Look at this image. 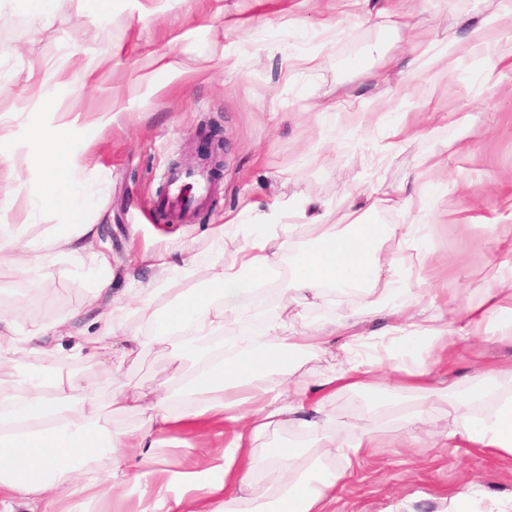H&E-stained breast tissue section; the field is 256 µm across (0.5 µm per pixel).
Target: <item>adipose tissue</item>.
<instances>
[{"label": "adipose tissue", "mask_w": 512, "mask_h": 512, "mask_svg": "<svg viewBox=\"0 0 512 512\" xmlns=\"http://www.w3.org/2000/svg\"><path fill=\"white\" fill-rule=\"evenodd\" d=\"M70 139L69 126L60 125L42 140L44 190L29 204L57 210L64 221L50 227L46 242L30 246L36 263L81 257L94 234L70 177L76 167ZM370 198L366 210L348 209L345 223L333 227L305 202L278 200L250 204L254 223L234 216L220 226L219 238L238 240L235 256L215 258L207 286L178 295L151 336L186 356L178 389L167 398L131 392L111 399L112 412L143 414L141 429L112 430L95 396L48 364L1 386L0 512H56L57 494L82 498L108 486L118 495L131 482L142 489L139 512H239L241 491L258 479L273 491L276 512H326L337 484L376 445L372 432L343 436L331 426L330 404L352 389L367 390L411 420L436 406L467 407L449 439L512 456V368L478 371L462 391L453 382H427L440 358L458 357L463 342L489 327L512 341V301L493 285L455 316L418 317L415 305L430 294V254L421 246L422 225L409 217L421 201L405 185H377ZM382 211L407 220L374 222L373 214ZM300 220L315 231L311 245L296 240ZM285 259L290 273L283 301L323 303L337 294L356 311L382 302L393 318L384 341L365 351L367 336L347 317L305 332L268 314L267 289ZM250 320L258 324L252 334H225V323ZM338 332L348 336L351 354L334 374L314 383L298 375V355L326 351L329 336ZM386 367L399 375L390 388L378 377ZM216 423L222 441L211 466L178 473L163 468L155 449L181 446V434ZM294 428L313 440L320 457H335V465L313 474L294 449L260 453L270 433ZM118 449L133 452L132 472L123 470L120 459H109V451Z\"/></svg>", "instance_id": "adipose-tissue-1"}]
</instances>
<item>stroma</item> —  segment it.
Here are the masks:
<instances>
[{
    "mask_svg": "<svg viewBox=\"0 0 512 512\" xmlns=\"http://www.w3.org/2000/svg\"><path fill=\"white\" fill-rule=\"evenodd\" d=\"M402 7L419 42L458 46L501 2L403 0ZM355 13L352 0H56L47 14L27 0H0V225H20L14 246L22 250L60 223L54 210H32L28 197L43 188L38 137L66 124L77 163L92 165L83 174L97 230L88 249L112 257L109 289L87 312L90 262L58 257L31 270L0 260V317L21 333L35 322L48 327L56 366H68L100 404L132 389L172 393L181 353L148 337L173 299L206 286L215 256L232 257L235 242L214 248L213 228L237 213L251 223L245 206L276 198L324 204L326 223L341 224L348 201L365 206L375 176L395 187L415 177L424 184L428 207L415 221L434 264L431 286L448 307L465 306L512 273V251L490 230L512 226V67L500 63L495 86L482 81L505 42L484 56L458 47L433 82L418 70L406 31L363 23ZM308 54L317 55V70L303 69ZM376 71L386 72L384 86L372 81ZM427 97L436 111L469 115V125L429 118ZM346 99L370 103V114L344 110ZM404 112L416 113L421 135L372 170V146ZM208 134L223 163L214 190L187 223H168L154 203L175 167L211 170L195 154ZM162 250L175 264L196 252L194 277L157 284L153 264ZM140 287L152 289L150 306L136 300ZM116 299L144 343L125 358L102 350L69 360L71 341L53 325L77 309L76 331L100 335ZM510 364L512 342L476 339L437 377L462 385L481 366ZM330 412L337 430L371 429L377 437L337 485L330 512H448L464 493L473 512L512 502V456L440 445L465 407L426 413L414 446L400 441L405 421L374 416L364 393L338 395ZM187 441L186 451L159 449L165 469L207 466L216 440L197 432Z\"/></svg>",
    "mask_w": 512,
    "mask_h": 512,
    "instance_id": "1",
    "label": "stroma"
}]
</instances>
